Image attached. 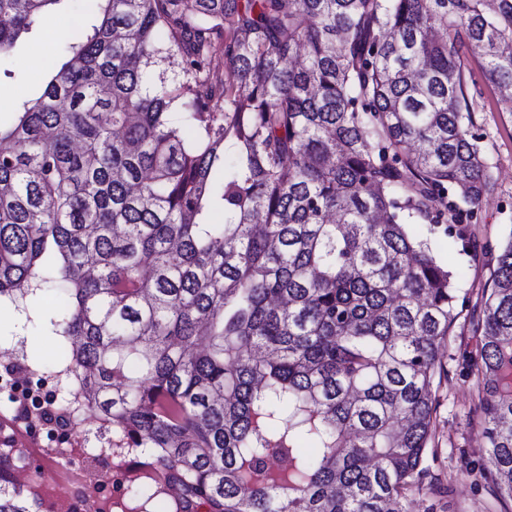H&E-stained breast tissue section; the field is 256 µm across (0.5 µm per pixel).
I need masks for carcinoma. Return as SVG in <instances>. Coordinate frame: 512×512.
<instances>
[{"mask_svg": "<svg viewBox=\"0 0 512 512\" xmlns=\"http://www.w3.org/2000/svg\"><path fill=\"white\" fill-rule=\"evenodd\" d=\"M60 2L0 0V60ZM85 2L0 124V307L60 351L26 362L70 369L139 459L126 512H409L471 293L406 226L487 254L456 45L512 112V0ZM480 302L481 475L506 505L512 233ZM0 512L36 501L0 482Z\"/></svg>", "mask_w": 512, "mask_h": 512, "instance_id": "carcinoma-1", "label": "carcinoma"}]
</instances>
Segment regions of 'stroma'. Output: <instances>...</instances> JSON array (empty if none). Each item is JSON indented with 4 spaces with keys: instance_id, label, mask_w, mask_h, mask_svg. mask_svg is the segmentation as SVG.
<instances>
[{
    "instance_id": "1",
    "label": "stroma",
    "mask_w": 512,
    "mask_h": 512,
    "mask_svg": "<svg viewBox=\"0 0 512 512\" xmlns=\"http://www.w3.org/2000/svg\"><path fill=\"white\" fill-rule=\"evenodd\" d=\"M50 46V38L36 33L12 58L0 61L1 71L12 72L11 77L0 79V122L9 123L15 104L35 93L36 80L50 63ZM460 54L473 109L471 131L479 137L496 179L494 192L483 201L470 230L496 245L512 235V114L503 111L479 55L465 47ZM408 232L427 240L435 257L459 276L461 288L476 289L488 279V268L472 262L460 240L448 236L445 225L431 230L424 224H412ZM478 344V337L465 332L451 337L441 356L445 375L436 390V428L425 464L451 485L452 492L437 501L434 512H494L490 486L475 482L472 475L485 459L479 381L466 366Z\"/></svg>"
}]
</instances>
